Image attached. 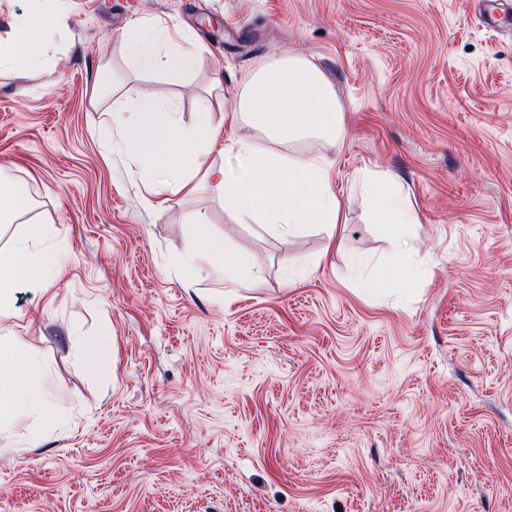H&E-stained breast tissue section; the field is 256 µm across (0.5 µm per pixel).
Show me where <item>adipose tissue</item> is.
I'll return each mask as SVG.
<instances>
[{
    "mask_svg": "<svg viewBox=\"0 0 512 512\" xmlns=\"http://www.w3.org/2000/svg\"><path fill=\"white\" fill-rule=\"evenodd\" d=\"M33 25L21 19L0 42V69L24 72L39 63L31 43ZM118 41L136 70L161 73L174 82L195 69L201 46L187 31L171 34L150 21L132 23ZM211 98L199 101L196 121L184 125L174 103L163 97L123 94L112 114L123 143L149 183H165L171 192L193 196L206 191L239 218L266 225L270 232L324 224L342 230L339 201L330 182L332 159L288 152L307 139L344 136L342 112L330 80L310 60L286 55L258 70L235 94L224 121L233 130L223 138L214 126ZM232 157L236 171L203 165L216 140ZM378 224L399 237L418 217L396 190L391 174L364 175ZM43 226L0 249V320L11 318L13 297L21 282L46 283L64 268L59 249H34V242L54 238ZM46 368L28 353L21 337L0 336V432L25 421L52 425L55 416L38 397Z\"/></svg>",
    "mask_w": 512,
    "mask_h": 512,
    "instance_id": "adipose-tissue-1",
    "label": "adipose tissue"
}]
</instances>
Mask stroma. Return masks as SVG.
I'll list each match as a JSON object with an SVG mask.
<instances>
[{"instance_id": "obj_1", "label": "stroma", "mask_w": 512, "mask_h": 512, "mask_svg": "<svg viewBox=\"0 0 512 512\" xmlns=\"http://www.w3.org/2000/svg\"><path fill=\"white\" fill-rule=\"evenodd\" d=\"M42 0L66 33L0 72V181L27 193L0 246L49 225L52 283L19 285L4 325L45 365L63 420L0 433V512H512V0ZM146 18L195 35L179 83L143 75L117 35ZM299 52L333 84L340 245L279 235L202 192L146 180L106 120L113 77L171 98L183 124L226 86ZM391 173L419 221L381 231L360 173ZM198 225L200 236L187 232ZM246 253L240 288L204 250ZM405 252L410 287L374 291ZM112 336V369L78 367Z\"/></svg>"}]
</instances>
